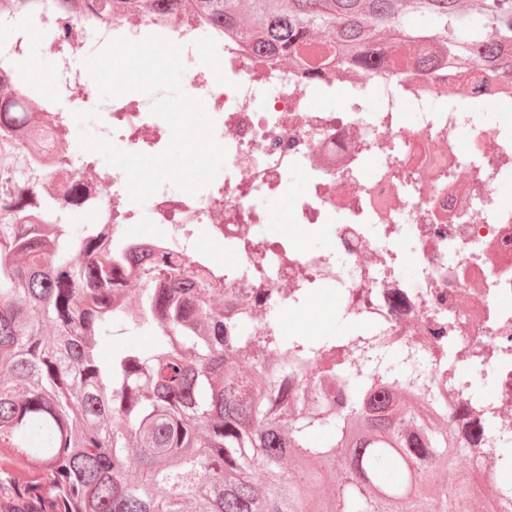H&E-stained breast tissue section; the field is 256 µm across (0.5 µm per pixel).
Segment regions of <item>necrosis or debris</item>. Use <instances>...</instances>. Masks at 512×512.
<instances>
[{"mask_svg":"<svg viewBox=\"0 0 512 512\" xmlns=\"http://www.w3.org/2000/svg\"><path fill=\"white\" fill-rule=\"evenodd\" d=\"M70 14L68 0H12L0 10V28L12 32L0 41V76H20V110H46L67 129L74 112L94 109L101 137L160 154L171 135L165 120L127 95L100 102L84 67L91 44L159 35L182 45L183 90L212 112L226 159L223 175L197 194L165 183L142 205L126 174L92 162L91 152L65 150L69 176L91 193L61 222H113L121 243L134 241L131 225L151 224L154 242L189 260L199 235L223 243L228 259L216 269L243 300L249 332L276 307L297 320L312 315L324 336L338 316L371 343L415 351L449 416L481 426L492 451L480 485L497 489L498 451L512 447V207L497 193L512 178V123L489 127L475 112L508 111L512 101L481 74L450 67L296 75L174 5L109 21L88 11L65 41L59 24ZM36 32L54 59L49 77L28 62ZM339 89L348 100L336 110L328 102ZM374 93L382 100L375 110ZM404 103L417 114L413 124L403 120ZM297 170L300 195L288 184ZM261 198L288 212L284 230L271 232ZM310 227L324 231L326 245L293 247ZM409 256L418 267L412 286L400 277ZM486 383L492 396L477 398Z\"/></svg>","mask_w":512,"mask_h":512,"instance_id":"obj_1","label":"necrosis or debris"}]
</instances>
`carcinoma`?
I'll return each mask as SVG.
<instances>
[{
  "instance_id": "obj_1",
  "label": "carcinoma",
  "mask_w": 512,
  "mask_h": 512,
  "mask_svg": "<svg viewBox=\"0 0 512 512\" xmlns=\"http://www.w3.org/2000/svg\"><path fill=\"white\" fill-rule=\"evenodd\" d=\"M81 2L106 17L164 6ZM180 2L302 75L324 32L338 74L494 58L512 80V0ZM14 112L0 100V512H512L475 497L471 471L424 490L485 444L420 383L413 352L356 364L336 337L287 341L273 318L240 336L224 276L167 254L131 264L137 247L113 251L112 231L50 223L82 192L25 179L60 164L57 124ZM114 324L152 350L103 357Z\"/></svg>"
}]
</instances>
